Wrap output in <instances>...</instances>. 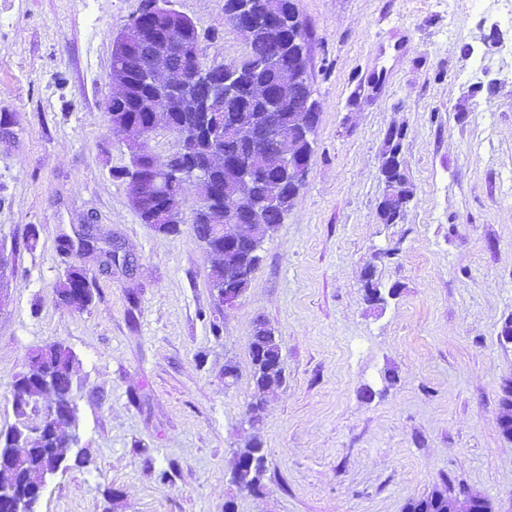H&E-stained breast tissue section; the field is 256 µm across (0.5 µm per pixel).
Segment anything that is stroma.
Instances as JSON below:
<instances>
[{
	"mask_svg": "<svg viewBox=\"0 0 512 512\" xmlns=\"http://www.w3.org/2000/svg\"><path fill=\"white\" fill-rule=\"evenodd\" d=\"M172 5L195 23L205 65L246 55L224 0ZM140 6L0 0V246L13 258L0 428L30 354L60 341L76 356L72 431L91 458L48 480L38 512H404L436 489L512 512V441L498 428L512 381L499 339L512 316V0H297L319 113L312 161L232 307L192 230L200 187L173 235L142 223L112 176L130 162L105 111L112 41ZM392 130L412 197L386 224ZM87 221L129 265L103 274L97 256L58 250ZM368 265L396 295L366 301ZM74 266L98 284L80 312L56 303ZM259 320L286 381L253 428ZM254 437L259 494L230 476ZM253 348H263L270 352L274 357L281 359L280 348L272 332L264 325L255 326L250 343V352Z\"/></svg>",
	"mask_w": 512,
	"mask_h": 512,
	"instance_id": "35a3bbf8",
	"label": "stroma"
}]
</instances>
